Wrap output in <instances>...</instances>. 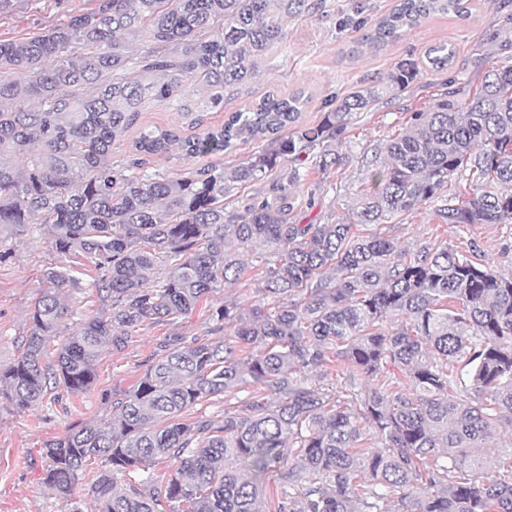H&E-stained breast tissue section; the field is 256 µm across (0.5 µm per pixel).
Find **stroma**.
<instances>
[{
  "label": "stroma",
  "instance_id": "1",
  "mask_svg": "<svg viewBox=\"0 0 512 512\" xmlns=\"http://www.w3.org/2000/svg\"><path fill=\"white\" fill-rule=\"evenodd\" d=\"M310 12L285 17L284 38L263 60L249 82L227 88L224 105L203 109L193 82H186L179 100L146 101L125 138L112 145V157L128 158L130 140L146 127L161 126L180 136L197 135L199 127L223 125L230 113L240 111L266 95L304 92L307 102L299 123L314 126L335 99L360 84L387 79L403 59H423L426 50L440 43L454 47L452 64L428 70L406 89L388 94L370 110L353 113L336 147L340 164L331 169L308 170L299 183H290L291 164H283L268 178L234 190L225 203L242 211L253 199L270 196L274 185L287 187L292 224H334L346 221L364 190L370 188V162L376 149L405 132L416 113L427 111L447 92L459 99L472 97L486 63L512 65V0H472L469 18L433 16L400 39L382 47L362 40L397 0H314ZM95 5V0H22L12 13L0 16V39L26 37L65 23L72 15ZM434 198L418 209L392 216L386 227L390 238L405 249L416 250L445 243L452 249L474 248L484 264L512 276V224H475L453 229L441 224ZM7 255L0 262V364L11 361L28 334L27 314L39 293L45 268L67 267V259L52 252L43 232L0 241ZM242 306L260 303L254 288L226 285L204 297L192 314L172 321L146 322L133 328L124 347L105 351L97 362V378L81 395L63 397L16 411L0 398V512H69L70 507L41 482L47 462L42 448L69 430L112 415V402L132 389L170 336H206L208 314L230 301Z\"/></svg>",
  "mask_w": 512,
  "mask_h": 512
}]
</instances>
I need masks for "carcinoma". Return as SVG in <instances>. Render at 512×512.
Here are the masks:
<instances>
[{"label": "carcinoma", "instance_id": "obj_1", "mask_svg": "<svg viewBox=\"0 0 512 512\" xmlns=\"http://www.w3.org/2000/svg\"><path fill=\"white\" fill-rule=\"evenodd\" d=\"M306 9L308 0H97L63 25L0 40V237L39 224L70 258L65 272L45 270L21 352L0 364V396L23 412L87 392L99 357L129 329L191 314L241 279L247 253L264 257L256 292L271 298L211 310L215 337L161 344L111 418L47 442L42 483L56 496L72 499L95 463L85 491L97 512H263L269 483L273 512H512V464L488 477L497 462L485 451L493 425L512 423V276L471 248L411 252L359 230L445 188L442 223L512 224V66L486 70L471 100L449 92L387 141L347 222L290 224L286 193L243 215L224 198L281 161L294 164L293 183L312 163L335 165L350 115L414 82V59L230 171L139 173L148 156L223 154L276 134L298 121L303 92L265 96L195 137L145 129L134 158L112 160L146 98L173 99L190 80L206 107H220L224 89L253 79L282 41V19ZM469 12L468 0H398L365 41L384 46L431 16ZM142 34L154 43L144 53L133 48ZM454 56L431 46L426 67L442 70ZM88 270L98 313L66 334L65 296L84 288ZM313 368L335 370L350 388L306 386L298 375ZM252 384L221 425L180 420ZM167 459L163 486H118V476ZM402 487L422 491L407 510L392 500Z\"/></svg>", "mask_w": 512, "mask_h": 512}]
</instances>
